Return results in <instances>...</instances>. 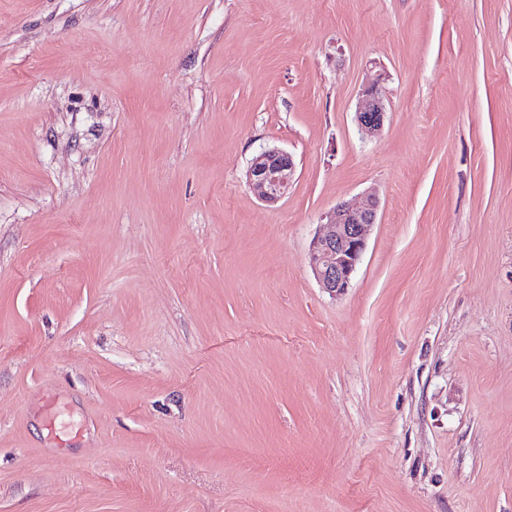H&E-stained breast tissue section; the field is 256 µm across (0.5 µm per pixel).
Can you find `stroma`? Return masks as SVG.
<instances>
[{
  "label": "stroma",
  "instance_id": "obj_1",
  "mask_svg": "<svg viewBox=\"0 0 512 512\" xmlns=\"http://www.w3.org/2000/svg\"><path fill=\"white\" fill-rule=\"evenodd\" d=\"M0 512H512V0H0ZM387 115L386 105L379 92L378 85L373 83L355 113L358 129L364 135L378 134L384 127ZM295 171L293 156L277 147L257 154L247 170V184L257 198L275 203L286 197L292 187ZM379 202L369 197L357 208L336 206L327 215V231L311 246L310 265L319 283L331 296L345 293L366 248L367 231L376 224Z\"/></svg>",
  "mask_w": 512,
  "mask_h": 512
}]
</instances>
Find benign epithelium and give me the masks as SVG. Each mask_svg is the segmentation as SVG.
I'll return each mask as SVG.
<instances>
[{"instance_id":"benign-epithelium-1","label":"benign epithelium","mask_w":512,"mask_h":512,"mask_svg":"<svg viewBox=\"0 0 512 512\" xmlns=\"http://www.w3.org/2000/svg\"><path fill=\"white\" fill-rule=\"evenodd\" d=\"M386 105L378 85L372 84L355 113L358 129L365 135L379 133L385 124ZM295 171L293 156L277 147L257 154L247 170V184L257 198L275 203L286 197ZM379 202L369 197L357 208L335 207L327 215V231L311 246L310 265L319 283L331 296L345 293L366 248L367 231L376 223Z\"/></svg>"}]
</instances>
